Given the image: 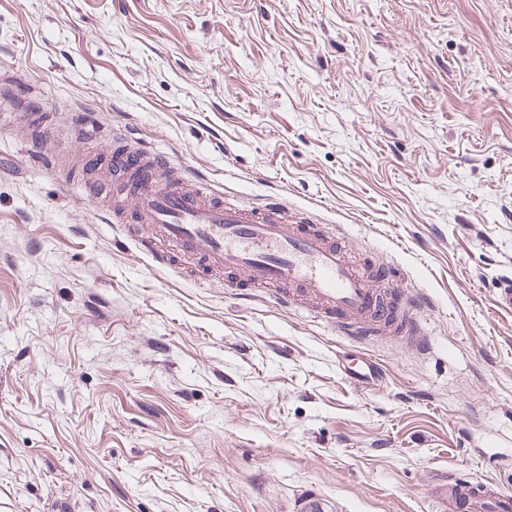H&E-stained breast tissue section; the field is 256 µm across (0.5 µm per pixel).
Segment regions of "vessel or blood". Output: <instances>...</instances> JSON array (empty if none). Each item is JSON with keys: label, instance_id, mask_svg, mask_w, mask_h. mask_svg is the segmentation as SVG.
Here are the masks:
<instances>
[{"label": "vessel or blood", "instance_id": "1", "mask_svg": "<svg viewBox=\"0 0 512 512\" xmlns=\"http://www.w3.org/2000/svg\"><path fill=\"white\" fill-rule=\"evenodd\" d=\"M112 170L137 188L138 222L143 227L136 239L140 252L166 269L177 267L182 258H193L199 280L216 268L228 273L247 270L253 284L274 287L276 304L286 309L304 298L314 299L338 333L355 345L347 377L376 375L375 362L359 347L377 329L424 344L408 310L395 311L384 299L377 286L382 269L364 274L322 225L289 223L287 203L270 199L243 207L204 177L196 179L194 191H185L186 169L142 147L114 155ZM432 494L442 512H456L462 502L469 512H512V495L497 483L441 474ZM294 509L326 512V500L309 488L298 494Z\"/></svg>", "mask_w": 512, "mask_h": 512}]
</instances>
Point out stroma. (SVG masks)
Instances as JSON below:
<instances>
[{
  "label": "stroma",
  "instance_id": "1",
  "mask_svg": "<svg viewBox=\"0 0 512 512\" xmlns=\"http://www.w3.org/2000/svg\"><path fill=\"white\" fill-rule=\"evenodd\" d=\"M339 230L429 349L158 269L117 143ZM512 0H0V512H437L512 469ZM326 500L322 493L314 488L303 490L298 494L294 510L296 512H326Z\"/></svg>",
  "mask_w": 512,
  "mask_h": 512
}]
</instances>
